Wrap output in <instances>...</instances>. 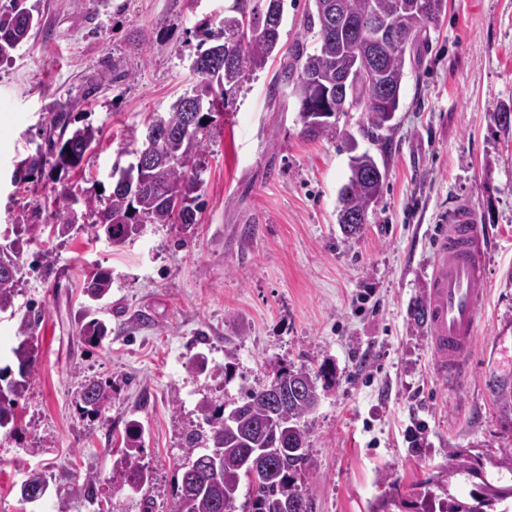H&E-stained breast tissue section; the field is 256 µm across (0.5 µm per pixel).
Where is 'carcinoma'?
<instances>
[{
    "label": "carcinoma",
    "instance_id": "1",
    "mask_svg": "<svg viewBox=\"0 0 512 512\" xmlns=\"http://www.w3.org/2000/svg\"><path fill=\"white\" fill-rule=\"evenodd\" d=\"M330 3L334 11L348 21L357 23L371 16L381 17L388 23L391 38L407 45L415 43L420 34L436 24L446 10V0H313L314 9L307 13L304 27L314 35L315 47L307 50L302 39L289 50L280 69L276 71L272 87L279 91L291 88L298 103L301 134L309 139L336 137V119L322 118L308 123L306 113L323 108L331 113L344 114L352 110L364 112L367 132L379 141L380 131L391 129L382 113L387 111L385 102L375 89L365 84L359 72L375 69L380 82L388 89L393 110H398L405 76V53L388 49V44H374L358 32L334 33L329 30L322 5ZM274 11L284 20V0H233L230 10L219 21V31L208 26L200 27L201 41L196 55L202 56L229 43L230 33L226 20L247 17L255 28L254 34L234 50L241 59L237 68L224 67L219 71L201 75L192 96L206 103L197 121V133L169 136L155 151L156 168L140 167L138 162L129 165L133 180L137 182L134 193L112 188L105 199L92 195L78 198L63 195L66 203L51 212L52 227L57 233L69 232L80 219L103 231L105 238L121 244L136 236L138 224H195L197 200L202 185V167L197 156L203 144L205 131L213 124L214 114L229 108L227 95L239 87L248 76L265 67L277 49L280 27H268V12ZM37 4L27 0H4L0 3V66L13 62L17 49L30 38L38 25ZM213 45L206 46L207 42ZM347 82H342L344 77ZM84 99H75L53 111L47 149H37L27 158L29 174L49 173L60 179L79 167L86 154L98 144V129L91 125L74 126L73 112L83 105ZM361 172L350 167L348 182L339 190L338 220L344 216L358 217L346 232L355 233L365 224L369 210L381 193L385 171L371 178L362 170L376 166V159L367 151L356 158ZM31 223L15 224L11 232L15 239L0 249V311L14 306L19 274L23 265L21 237L42 232L45 225L39 208L32 209ZM112 288V271L99 267L84 284L83 293L88 300L104 299ZM425 296L417 297L411 304V320L418 327L428 325ZM36 320L26 316L21 319L19 333L22 339L12 349L18 364V377H8L0 370V428L14 419V405L25 396L30 385L37 359L34 343ZM81 337L97 345L107 335L105 323L93 317L81 324ZM310 377L301 369H277L272 381L288 391V404L275 409L268 398L267 387L253 390L246 401L224 412L208 400L198 404L208 429H194L186 437L185 454L188 459L181 480L177 483L172 512H236V503L243 482L242 463L256 448H269L268 465L259 482L248 485L246 500L241 512H302L297 505L304 492L298 476L309 465L307 431L302 418L314 411L312 397L293 390L296 379ZM112 404V386L92 380L83 386L80 408L83 414L97 418L105 414ZM143 440L137 423H130L125 431L124 450L114 467L130 489H141L151 481L149 468L142 462L140 448ZM464 475L472 489L468 496L436 501L426 493L421 497L415 512H512V508H498L512 500V484H501V478L488 475L482 458L463 448L448 451V478ZM48 490V480L37 470L28 473L19 488V502L30 503L41 499Z\"/></svg>",
    "mask_w": 512,
    "mask_h": 512
}]
</instances>
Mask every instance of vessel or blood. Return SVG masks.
I'll list each match as a JSON object with an SVG mask.
<instances>
[{"label": "vessel or blood", "instance_id": "b4317fda", "mask_svg": "<svg viewBox=\"0 0 512 512\" xmlns=\"http://www.w3.org/2000/svg\"><path fill=\"white\" fill-rule=\"evenodd\" d=\"M487 243L474 204L458 199L436 232L431 285L426 291L436 365L461 383L479 333Z\"/></svg>", "mask_w": 512, "mask_h": 512}]
</instances>
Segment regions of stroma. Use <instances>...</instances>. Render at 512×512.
I'll return each instance as SVG.
<instances>
[{"label":"stroma","instance_id":"35a3bbf8","mask_svg":"<svg viewBox=\"0 0 512 512\" xmlns=\"http://www.w3.org/2000/svg\"><path fill=\"white\" fill-rule=\"evenodd\" d=\"M228 0H40V30L0 67V244L34 206L62 192L110 194L113 166L154 115L198 77L190 68L199 27ZM313 0H285L277 53L229 95L198 161L196 224H150L122 246L87 226L43 232L24 247L13 309L0 312V368L14 366L24 314L38 313V358L0 429V512H171L184 437L202 424L197 405L232 410L286 366L316 376L321 402L305 416L309 466L300 483L310 512H409L417 496L448 486V451L512 455V0H447L427 45L406 56L400 106L386 142L364 136V115L340 116L332 139L301 136L294 97L270 81L304 36ZM125 78H115L113 65ZM85 100L77 124L99 143L64 180L15 182L49 134V106ZM386 169L359 235L337 222L352 151ZM469 198L489 230L480 288V333L462 384L437 370L428 328L410 303L433 271L434 227ZM112 272L94 310L108 327L99 345L80 335L83 284ZM204 354L207 368L191 362ZM232 377H225V364ZM89 380L110 383L105 416L82 415ZM153 478L142 490L113 473V448L130 422ZM46 495L19 503L31 470ZM97 479L87 487V476Z\"/></svg>","mask_w":512,"mask_h":512}]
</instances>
